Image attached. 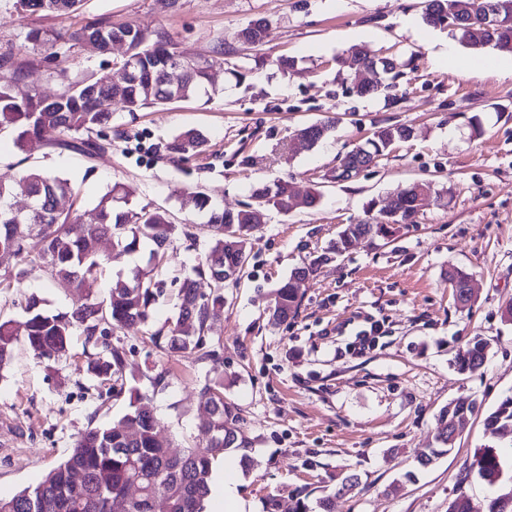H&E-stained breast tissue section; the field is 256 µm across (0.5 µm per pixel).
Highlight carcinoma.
Instances as JSON below:
<instances>
[{
  "label": "carcinoma",
  "mask_w": 512,
  "mask_h": 512,
  "mask_svg": "<svg viewBox=\"0 0 512 512\" xmlns=\"http://www.w3.org/2000/svg\"><path fill=\"white\" fill-rule=\"evenodd\" d=\"M502 7L500 25L489 32L476 18L486 3ZM82 0H17L23 10L38 9L66 19L78 9ZM446 19L459 20L453 32L463 46L475 50L493 48L512 53V0H424L423 20L433 27L443 26ZM269 22L260 17L240 29L238 36L260 45L267 37ZM89 34L111 39L127 36L133 75L127 80L119 101L129 112L162 107L174 102L169 74L175 53L173 41L158 34L150 38L139 26L124 24L87 25L79 30H32L27 39L36 47L57 56L56 46L63 42H81ZM354 63L364 77L353 86L361 95L380 94L391 87V80L401 75L402 62L397 57L376 58L364 46L351 49ZM224 50L216 57L198 60L184 74L182 100L207 93L208 70L221 65ZM111 93L108 84L77 81L63 85L53 96H42L20 85L16 75L0 76V133L16 134V143L23 148L30 143L66 145L89 155L112 148L107 133L112 112L101 108L102 99ZM329 118L303 127L313 130L309 144L315 145L335 128ZM412 136V129L403 124L381 126L371 137L348 152L339 163L342 170L332 179L346 181L351 173L368 162L378 160ZM205 135L195 129L179 134L167 151L181 158L204 151ZM434 191L432 182L414 181L391 196L387 207L360 224H345L337 232L332 250L341 255L360 238L389 240L403 226L414 223L420 208L416 189ZM70 182L59 176L30 171L19 177L0 180V253L17 260L13 270L0 273V283L19 281L37 269L50 282L64 288L74 297L71 310L50 314L43 310L42 299L30 294L20 302L25 321H0V370L14 359L19 342H24L39 359L59 360L69 354L71 337L78 332L99 348L98 356L87 363V371L101 382L120 384L109 387L119 397L130 391L126 413L109 425H90L76 440L71 452L52 467L32 490L24 489L9 498H0V512H137L139 504L162 505L163 512H204L211 494V481L219 455L230 448H239L246 440L239 439L234 425L239 421L237 408L224 400V376L212 368L200 389L198 430L203 443L174 452L159 430L151 397L130 387L125 388V351L103 340L107 329L144 325L150 309L163 293L164 281L154 274L160 252L187 231H179L166 213L141 208L124 210L119 202H128L132 190H108L99 200L96 221L84 224L72 210L59 207L60 200L72 196ZM24 194L30 209L16 220L11 211L13 197ZM261 199L253 207L236 211L211 204L201 192L184 195L182 204L209 212L212 234L202 263L187 271L176 294L178 314L167 330L151 335L155 345L167 353H199V358L217 362V353L207 348L208 321L212 311L224 305V285L239 280L249 256L248 244L272 209L288 212L293 207V194L286 181L261 185L253 191ZM112 241L118 252L108 256L102 252L105 241ZM149 248L147 265L136 267L125 277L112 281L106 299L97 302L94 295L106 266L141 247ZM315 263L295 269L287 282L274 293L270 320L283 323L297 315L301 304L295 282L314 272ZM206 276L212 291L203 294L197 278ZM471 277L460 270L448 272L456 301H471ZM488 343L476 337L458 352L455 366L461 372H475L483 365ZM475 411L472 401L463 400L443 407L437 417L435 444L420 456L426 467L448 454L455 440L448 435L449 425L466 419ZM487 431L497 437L512 438V395L502 398L484 419ZM477 476L491 486L506 485L508 491L493 498L487 512H512V474L492 448L480 450L475 459Z\"/></svg>",
  "instance_id": "1"
}]
</instances>
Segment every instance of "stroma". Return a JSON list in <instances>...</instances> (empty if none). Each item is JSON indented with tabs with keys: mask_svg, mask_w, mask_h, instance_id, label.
I'll return each mask as SVG.
<instances>
[{
	"mask_svg": "<svg viewBox=\"0 0 512 512\" xmlns=\"http://www.w3.org/2000/svg\"><path fill=\"white\" fill-rule=\"evenodd\" d=\"M258 17L270 23L265 42L236 40ZM93 22L166 33L192 57L224 45L210 100L137 112L114 107L112 148L92 158L57 145L22 150L13 135L1 134L0 177L40 169L68 179L85 223L113 185L132 189V209L165 211L197 238L193 250L181 239L170 243L159 267L167 280L196 265L210 238L205 216L183 206L182 193L203 192L229 210L279 179L296 195L321 194L316 208L271 211L255 233L239 282L226 285L224 305L208 322L218 362L170 358L153 345L150 332L175 316L168 297L153 306L147 329L112 334L126 351L128 384L154 398L162 435L177 450L195 444L199 390L215 366L241 417L237 434L248 442L223 459L252 460L239 473L247 512H321L325 497L333 512H448L460 496L485 508L497 490L476 477V453L492 446L512 462V443L491 437L483 424L512 395V323L501 318L512 304V75L497 66L504 53L459 47L471 69L459 76L438 57L450 34L424 24L422 0H84L64 20L0 0V54L44 96L67 80L109 81L123 48L65 45L50 65L27 39L34 29ZM355 45L400 58L394 88L353 93ZM282 55L294 61L285 72L274 64ZM331 115L338 123L321 143L295 140L296 128ZM387 124L408 125L413 135L356 178L331 180L338 157ZM190 128L206 136L205 151L173 161L164 144ZM424 178L442 198L427 200L414 224L389 243L362 239L325 259L342 225L368 219L370 201L386 204L395 190ZM315 259L317 271L299 284L297 315L272 324L275 289ZM452 268L472 277L468 306L454 300ZM32 293L51 313L71 306L68 293L33 275L0 286V317L23 320L19 302ZM368 318L382 323V335L364 353L347 352ZM476 337L489 343L487 359L477 372L459 373L455 356ZM95 353L80 335L58 362L36 359L22 345L0 374V434L8 440L0 446V496L37 486L90 420L125 412L127 397L109 398L107 384L88 376ZM161 371L164 386H153ZM460 398L475 401V413L449 454L418 468L439 411ZM409 471L414 480H405ZM348 474L359 483L339 493Z\"/></svg>",
	"mask_w": 512,
	"mask_h": 512,
	"instance_id": "stroma-1",
	"label": "stroma"
}]
</instances>
